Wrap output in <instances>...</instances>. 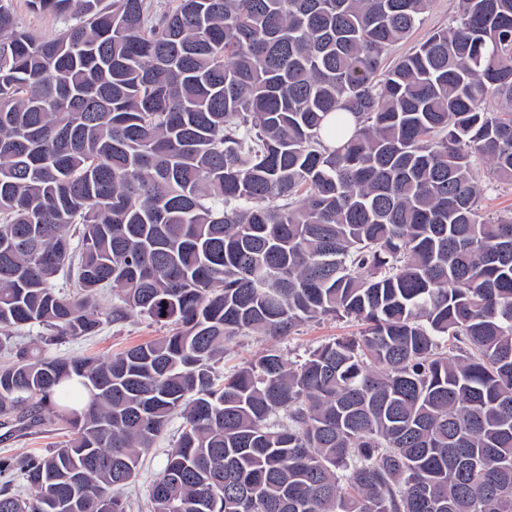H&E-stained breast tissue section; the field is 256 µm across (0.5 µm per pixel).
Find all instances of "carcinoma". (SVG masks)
<instances>
[{
    "mask_svg": "<svg viewBox=\"0 0 512 512\" xmlns=\"http://www.w3.org/2000/svg\"><path fill=\"white\" fill-rule=\"evenodd\" d=\"M24 2L61 27L0 0V437L68 440L0 457V512H127L176 416L149 512H512V210L477 174L512 184V0L391 63L434 0ZM127 310L165 335L57 353ZM328 317L362 330L216 371ZM17 13L21 20L20 22L24 26L37 31L44 37H52L59 30L60 24L53 18L30 13L24 4V0H18ZM480 168V179L485 188L487 210L493 212L512 205V186L499 184L487 174L485 166H480ZM180 424L181 420L174 418L168 427L167 435L159 439L154 448H149L142 454L136 478L123 490V496L131 512H147L150 485L163 467L166 454L173 447Z\"/></svg>",
    "mask_w": 512,
    "mask_h": 512,
    "instance_id": "1",
    "label": "carcinoma"
}]
</instances>
